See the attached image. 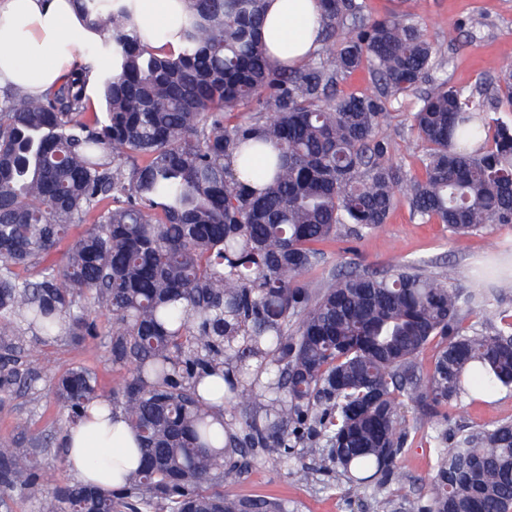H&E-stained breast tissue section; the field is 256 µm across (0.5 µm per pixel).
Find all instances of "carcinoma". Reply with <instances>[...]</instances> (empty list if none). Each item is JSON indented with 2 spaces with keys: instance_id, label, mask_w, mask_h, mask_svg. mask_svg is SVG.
<instances>
[{
  "instance_id": "carcinoma-1",
  "label": "carcinoma",
  "mask_w": 512,
  "mask_h": 512,
  "mask_svg": "<svg viewBox=\"0 0 512 512\" xmlns=\"http://www.w3.org/2000/svg\"><path fill=\"white\" fill-rule=\"evenodd\" d=\"M73 2L100 35L85 60L42 97L0 88V402L40 379L22 362L29 343L103 333L126 370L117 391L71 368L54 394L68 427L110 403L141 462L112 490L58 482L40 466L49 439L0 437V512L24 493L38 512H284L231 491L244 449L286 465L320 438L347 482L384 490L422 421L512 390V316L458 287L453 267L305 280L316 245L381 226L402 191L458 237L512 224V128L486 112L512 110V64L476 96L432 81L410 116L424 144L412 178L384 136L386 99L434 67L409 14L361 22L355 0H319L330 52L288 69L267 58L264 0H184L176 55L138 40L127 0ZM362 68L382 92L336 94ZM94 70L103 123L89 116ZM226 402L241 406L237 430ZM430 440L428 499L410 512H512V422Z\"/></svg>"
}]
</instances>
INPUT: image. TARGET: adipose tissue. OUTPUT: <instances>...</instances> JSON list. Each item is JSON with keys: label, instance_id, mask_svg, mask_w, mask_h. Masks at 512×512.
<instances>
[{"label": "adipose tissue", "instance_id": "1", "mask_svg": "<svg viewBox=\"0 0 512 512\" xmlns=\"http://www.w3.org/2000/svg\"><path fill=\"white\" fill-rule=\"evenodd\" d=\"M136 31L142 42L177 51L180 0H136ZM263 37L275 65L298 66L322 41L318 0H266ZM95 38L76 14L72 0H0V87L40 94L58 83L76 56ZM135 440L122 415L102 402L91 403L69 428L64 456L82 482L121 486L113 464L135 467Z\"/></svg>", "mask_w": 512, "mask_h": 512}]
</instances>
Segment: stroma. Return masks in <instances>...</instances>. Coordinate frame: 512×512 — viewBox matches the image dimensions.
Returning <instances> with one entry per match:
<instances>
[{
	"label": "stroma",
	"mask_w": 512,
	"mask_h": 512,
	"mask_svg": "<svg viewBox=\"0 0 512 512\" xmlns=\"http://www.w3.org/2000/svg\"><path fill=\"white\" fill-rule=\"evenodd\" d=\"M362 15L371 20L403 10L410 11L423 38L435 51L439 67L436 78L463 93L474 92L482 77L496 74L501 64L512 63V0H358ZM419 104L418 93L390 99L386 134L390 158L410 176L421 175L423 147L410 129L408 117ZM326 259L308 274L320 283L340 269L363 261L382 268L397 262L420 266L433 274L455 266L461 287L476 285L479 268L495 264L512 267V224H491L464 239L454 240L445 225L412 217L407 203H399L379 228L355 236L341 232L324 245ZM25 360L39 367L41 378L35 389L0 408V435L22 431L47 434L58 431L62 412L49 388V380L71 367L95 372L100 388L111 393L125 374L113 366L105 338H90L73 344L60 340L48 346H28ZM512 420V391L463 399L448 408V436L457 438L462 428L489 427ZM429 423L424 434L414 435L402 457L401 499L392 512H408L406 503L425 498L427 479L436 461L427 435L435 434ZM297 465L310 471L308 481L261 453H254L249 466L236 479L233 491L244 498L263 497L279 502L286 512H379L372 490L351 489L337 475L327 459L324 440L295 448Z\"/></svg>",
	"instance_id": "35a3bbf8"
}]
</instances>
